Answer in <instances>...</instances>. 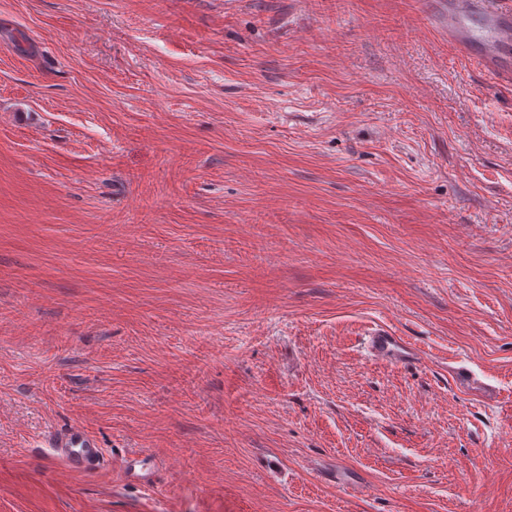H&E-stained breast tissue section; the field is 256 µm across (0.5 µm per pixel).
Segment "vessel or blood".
<instances>
[{"label": "vessel or blood", "instance_id": "b4317fda", "mask_svg": "<svg viewBox=\"0 0 512 512\" xmlns=\"http://www.w3.org/2000/svg\"><path fill=\"white\" fill-rule=\"evenodd\" d=\"M448 42L463 53L478 54L488 77L511 75L512 0H448ZM368 349L395 364L419 358L414 344L383 327L370 332ZM50 446L55 458L72 471L93 468L103 457L94 436L80 426L57 434Z\"/></svg>", "mask_w": 512, "mask_h": 512}]
</instances>
